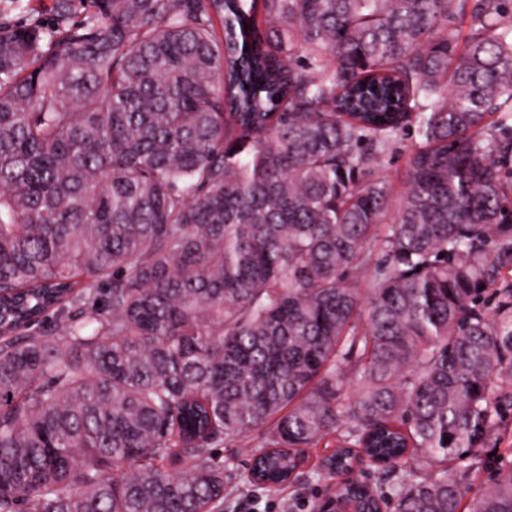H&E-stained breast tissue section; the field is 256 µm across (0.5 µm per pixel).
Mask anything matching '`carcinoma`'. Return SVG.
Returning <instances> with one entry per match:
<instances>
[{"label":"carcinoma","mask_w":512,"mask_h":512,"mask_svg":"<svg viewBox=\"0 0 512 512\" xmlns=\"http://www.w3.org/2000/svg\"><path fill=\"white\" fill-rule=\"evenodd\" d=\"M12 8L0 512H224L220 448L262 428L259 481L336 433V496L377 463L389 505L403 460L394 512H461L448 469L512 408V304L480 306L512 274V0ZM468 512H512V461ZM414 140L411 136L401 135V139L396 145L394 151L388 154L381 163L380 173L388 177L399 189L404 187L406 181V162L411 144Z\"/></svg>","instance_id":"obj_1"}]
</instances>
